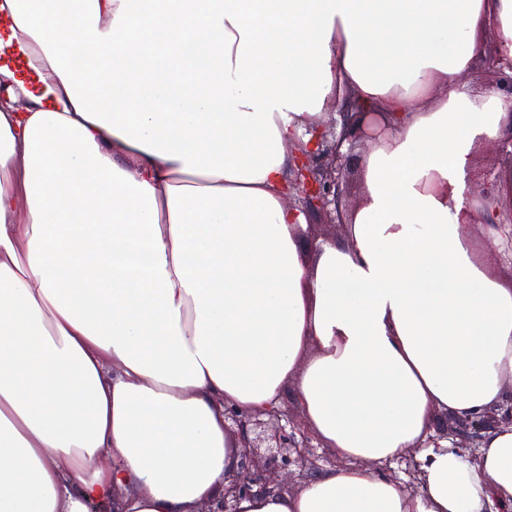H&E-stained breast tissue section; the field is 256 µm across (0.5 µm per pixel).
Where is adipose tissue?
Masks as SVG:
<instances>
[{
    "mask_svg": "<svg viewBox=\"0 0 512 512\" xmlns=\"http://www.w3.org/2000/svg\"><path fill=\"white\" fill-rule=\"evenodd\" d=\"M0 512H198L241 468L224 409L292 397L339 462L235 512H493L512 428L501 234L470 228L512 0H0ZM390 114L337 243L288 205L291 141ZM421 448V491L373 470ZM512 397L511 394L509 397H507V400L503 402L500 405L494 406L490 408L485 415H476L472 416L470 418H460L461 419V425H462V436L468 441V444L471 445L468 448H465L464 441L461 440L460 436H449L450 439H448V432H456L459 430L460 425L457 418L448 412H442L446 413L442 415V422L446 424L448 422V428H444L438 420L434 424L433 433L431 434L426 443H424L425 447H429L430 445L434 448H442L441 445L442 439L447 438L448 439V449L451 451H454L458 454H461L462 456L473 460L477 456L478 448H480V442L482 439V434L485 432V430L489 429L491 425L490 421L487 419L486 415L491 420H497L500 418L501 411L500 408L506 405V409L502 412V419L505 421H501L500 425H507L512 426ZM476 448V451L474 450Z\"/></svg>",
    "mask_w": 512,
    "mask_h": 512,
    "instance_id": "obj_1",
    "label": "adipose tissue"
}]
</instances>
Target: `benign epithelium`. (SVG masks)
Here are the masks:
<instances>
[{
    "label": "benign epithelium",
    "instance_id": "1",
    "mask_svg": "<svg viewBox=\"0 0 512 512\" xmlns=\"http://www.w3.org/2000/svg\"><path fill=\"white\" fill-rule=\"evenodd\" d=\"M512 59L488 69L497 78L496 86L512 99ZM387 117L381 112L356 110L337 112V118L309 126V151L298 157L293 190L288 204L302 212L307 224L342 226L345 224L347 185L359 153L385 133ZM225 421L233 432L243 436L242 471L224 483V500L216 512H233L231 503L254 490L275 492L283 484L270 478L276 469H288L294 461L305 462L311 455V433L293 418L284 406L243 414L225 408ZM462 436L473 448L491 426L486 415L461 419Z\"/></svg>",
    "mask_w": 512,
    "mask_h": 512
}]
</instances>
